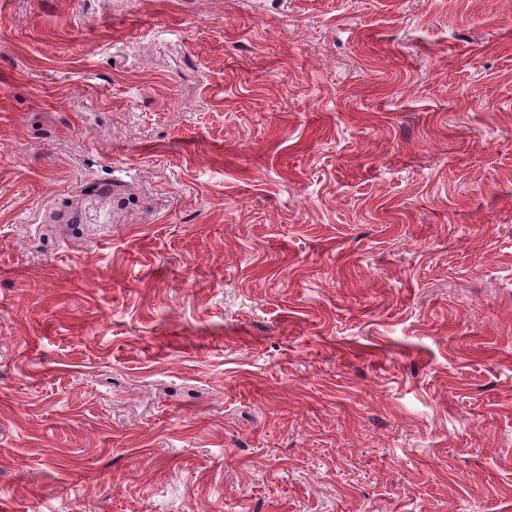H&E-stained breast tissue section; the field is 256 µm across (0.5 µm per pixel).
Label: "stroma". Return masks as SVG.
<instances>
[{
    "label": "stroma",
    "mask_w": 512,
    "mask_h": 512,
    "mask_svg": "<svg viewBox=\"0 0 512 512\" xmlns=\"http://www.w3.org/2000/svg\"><path fill=\"white\" fill-rule=\"evenodd\" d=\"M0 512H512V0H0Z\"/></svg>",
    "instance_id": "obj_1"
}]
</instances>
